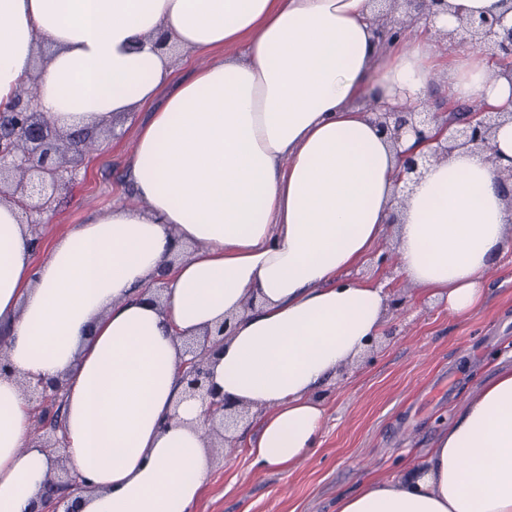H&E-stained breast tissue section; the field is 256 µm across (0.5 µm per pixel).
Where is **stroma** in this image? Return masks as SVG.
Wrapping results in <instances>:
<instances>
[{
  "label": "stroma",
  "instance_id": "1",
  "mask_svg": "<svg viewBox=\"0 0 512 512\" xmlns=\"http://www.w3.org/2000/svg\"><path fill=\"white\" fill-rule=\"evenodd\" d=\"M146 118L134 113L99 135L79 180L59 192L44 223L33 228L41 240L36 260L89 212L134 203L125 162ZM487 280L485 302L464 317L451 315L440 298L402 286V315L387 318L368 358L345 366L324 387L326 419L316 453L286 471L255 470L246 440L256 430L244 426L236 452L212 449L196 512H336L337 497L367 475L391 476L402 456H423L449 413L497 366H512V253Z\"/></svg>",
  "mask_w": 512,
  "mask_h": 512
}]
</instances>
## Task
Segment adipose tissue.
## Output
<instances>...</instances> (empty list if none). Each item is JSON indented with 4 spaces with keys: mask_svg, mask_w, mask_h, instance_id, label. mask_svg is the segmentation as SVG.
Masks as SVG:
<instances>
[{
    "mask_svg": "<svg viewBox=\"0 0 512 512\" xmlns=\"http://www.w3.org/2000/svg\"><path fill=\"white\" fill-rule=\"evenodd\" d=\"M223 59L174 79L170 48ZM36 82L45 121L98 131L150 109L127 159L137 205L89 214L35 261L0 202V512H32L50 472L26 380L62 379L80 512H195L211 469L184 338L226 324L214 384L253 408V468L321 444L317 392L382 333L384 283L350 272L397 215L401 275L465 316L512 251V211L480 150L433 164L392 211L397 153L375 118L438 89L512 111L480 50L384 46L372 0H0V104ZM165 278L163 303L152 287ZM336 512H512V367L454 410L424 459L366 478Z\"/></svg>",
    "mask_w": 512,
    "mask_h": 512,
    "instance_id": "adipose-tissue-1",
    "label": "adipose tissue"
}]
</instances>
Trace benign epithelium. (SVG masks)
<instances>
[{"label": "benign epithelium", "mask_w": 512, "mask_h": 512, "mask_svg": "<svg viewBox=\"0 0 512 512\" xmlns=\"http://www.w3.org/2000/svg\"><path fill=\"white\" fill-rule=\"evenodd\" d=\"M404 2L413 10L408 17L394 19L395 33L402 34L406 27L417 20L426 24L435 22L440 13L448 10V0H393ZM444 36L459 37L473 47L485 51L500 62L512 60V25L504 24V17L469 16L460 19V26ZM463 112L465 117H451L443 123L447 132L445 140L431 152L414 155L402 153L396 183L405 191L409 184L421 178L434 163L448 158L462 149H479L485 159L496 169L498 183L504 193L508 209L512 211V165H501L499 152L494 144L496 129L504 122L501 112L483 107L472 108L448 104L439 95L417 107H396L379 114L378 126L393 143H398L405 132L419 139L429 140L432 123L450 111ZM95 143L89 133L67 134L47 124L41 117L38 97L16 95L0 108V201L16 205L28 224H41L52 209L56 193L64 182L68 163L79 160L88 153L87 145ZM225 324L205 332L203 340L185 342L190 358L179 367L181 382L191 397L204 405L202 425L206 436L228 430L246 415L245 407H227L224 396L211 382L209 357L216 345L224 342ZM29 401L37 412L35 428L31 435L41 447L48 450L61 447L64 437L60 418V397L63 383L60 380H37L22 383ZM53 488L48 504L34 512H78L73 492L80 489L76 475L67 468L66 456L55 457L53 470L47 479Z\"/></svg>", "instance_id": "obj_1"}]
</instances>
